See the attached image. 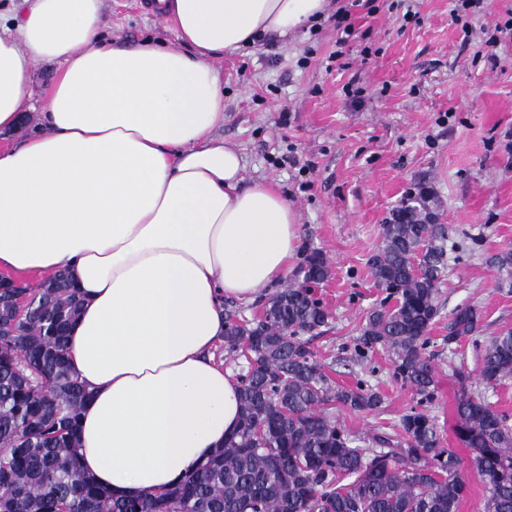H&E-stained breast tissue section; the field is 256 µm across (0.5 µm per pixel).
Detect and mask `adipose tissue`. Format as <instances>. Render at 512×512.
Segmentation results:
<instances>
[{
  "label": "adipose tissue",
  "mask_w": 512,
  "mask_h": 512,
  "mask_svg": "<svg viewBox=\"0 0 512 512\" xmlns=\"http://www.w3.org/2000/svg\"><path fill=\"white\" fill-rule=\"evenodd\" d=\"M176 46L104 36L102 0H15L0 22V132L31 107L45 134L0 149V271L66 272L83 304L68 337L89 398L81 468L114 496L161 493L224 447L240 383L214 351L224 304L251 303L295 257L299 214L247 182L216 137L214 59L285 39L327 0H156Z\"/></svg>",
  "instance_id": "adipose-tissue-1"
}]
</instances>
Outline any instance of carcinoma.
<instances>
[{
  "instance_id": "carcinoma-1",
  "label": "carcinoma",
  "mask_w": 512,
  "mask_h": 512,
  "mask_svg": "<svg viewBox=\"0 0 512 512\" xmlns=\"http://www.w3.org/2000/svg\"><path fill=\"white\" fill-rule=\"evenodd\" d=\"M433 199L430 184L417 183L382 225L369 266L385 297L355 347L362 359L386 351L394 379L418 397L400 419L404 440L394 448L384 435L374 436L380 450L361 445L326 412L336 404L371 413L383 397L361 382L332 387L304 339L329 319L316 294L330 275L319 250L305 256L303 279L278 290L261 316L226 312L224 345L247 362L236 434L177 487L125 498L112 497L78 461L89 393L70 369L67 344L80 295L64 272L40 288H0V512H458L470 468L485 487L482 512H512L508 416L461 390L454 434L471 451L467 464L442 446L423 409L435 398L429 333L448 261V230L437 222ZM489 262L512 288V251ZM14 294L30 299L24 318H15ZM481 319L476 307H457L442 344L474 337ZM479 357L485 387L512 378V329L491 337Z\"/></svg>"
}]
</instances>
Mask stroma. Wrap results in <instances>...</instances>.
Instances as JSON below:
<instances>
[{"instance_id":"stroma-1","label":"stroma","mask_w":512,"mask_h":512,"mask_svg":"<svg viewBox=\"0 0 512 512\" xmlns=\"http://www.w3.org/2000/svg\"><path fill=\"white\" fill-rule=\"evenodd\" d=\"M145 3L105 0L108 38L123 46L172 40ZM331 6L346 9L355 29L336 68H328L327 58L337 33L325 22L216 60L224 77L220 135L241 150L247 180L272 184L300 215V253L288 281L301 279L305 253L319 250L328 259L330 276L317 295L330 319L309 345L332 384L351 387L361 379L382 395L383 406L371 413L328 408L361 438L399 435L401 416L418 401L394 380L384 351L362 359L354 345L384 297L368 264L382 226L414 184H432L451 247L430 331L439 349L427 410L443 447L457 448L461 390L512 416V378L485 388L476 348L512 328V288L501 286L488 264L492 254L512 249V39L503 38L494 62L483 44L484 30L512 14V0H483L469 18L468 39L452 20L453 0H331ZM409 9L417 18L406 23ZM350 81L362 87V101L343 93ZM464 304L482 314L477 339L442 348L448 318Z\"/></svg>"}]
</instances>
